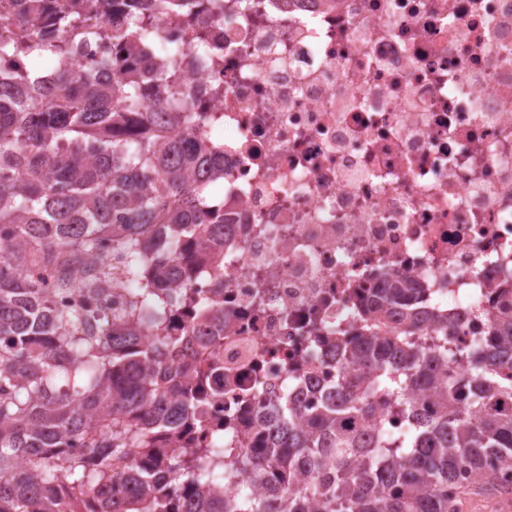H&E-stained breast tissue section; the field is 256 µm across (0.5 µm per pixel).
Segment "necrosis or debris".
<instances>
[{
	"instance_id": "4bbe7bcc",
	"label": "necrosis or debris",
	"mask_w": 512,
	"mask_h": 512,
	"mask_svg": "<svg viewBox=\"0 0 512 512\" xmlns=\"http://www.w3.org/2000/svg\"><path fill=\"white\" fill-rule=\"evenodd\" d=\"M186 62L141 73L147 105L192 98L224 158V270L193 286L203 331L175 368L223 375L195 437L237 446L257 402L316 404L336 338L401 281L415 335L466 349L512 288V0H223L213 54L168 21Z\"/></svg>"
}]
</instances>
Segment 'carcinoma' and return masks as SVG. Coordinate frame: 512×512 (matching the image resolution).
<instances>
[{"instance_id": "cac0c4a2", "label": "carcinoma", "mask_w": 512, "mask_h": 512, "mask_svg": "<svg viewBox=\"0 0 512 512\" xmlns=\"http://www.w3.org/2000/svg\"><path fill=\"white\" fill-rule=\"evenodd\" d=\"M203 5L28 0L22 37L0 17V56L21 59L69 56L100 34L94 14L137 17L112 34L125 54L95 73L67 66L42 90L29 71L0 79V475L26 458L0 478V512H457L473 489L512 492V307L489 311L492 336L464 354L446 332L420 344L366 312L336 339V388L316 408L266 406L227 462L189 441L216 369L174 381L188 327L157 318L146 347L139 311L193 301L197 253L224 237V213L201 207L224 169L177 132L201 119L186 100L174 102L182 116L146 108L135 64L165 36L164 16ZM109 246L152 283L121 317L97 283L112 280ZM80 257L95 264L86 301L59 311L53 293L71 282L45 264ZM386 301L416 320L414 289ZM399 413L412 423L394 435L385 416ZM229 465L263 492L223 487Z\"/></svg>"}]
</instances>
